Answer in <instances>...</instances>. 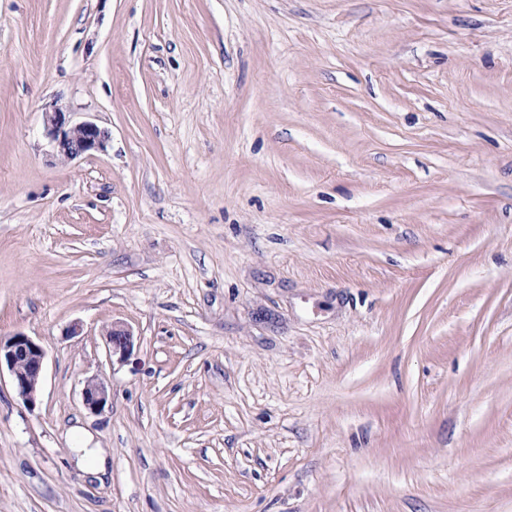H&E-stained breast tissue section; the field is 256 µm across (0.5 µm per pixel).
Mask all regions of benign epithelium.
I'll list each match as a JSON object with an SVG mask.
<instances>
[{"label":"benign epithelium","mask_w":512,"mask_h":512,"mask_svg":"<svg viewBox=\"0 0 512 512\" xmlns=\"http://www.w3.org/2000/svg\"><path fill=\"white\" fill-rule=\"evenodd\" d=\"M44 134L51 153L63 161L106 150L109 132L94 121L75 123L70 113L54 108L43 113ZM110 355L124 354L132 345V334L122 324L106 331ZM46 351L31 337L16 333L0 339V371L9 372L17 396L28 406L36 405L43 374ZM83 404L93 414L102 412L111 395L106 381L94 376L86 381L82 391Z\"/></svg>","instance_id":"7a95c632"}]
</instances>
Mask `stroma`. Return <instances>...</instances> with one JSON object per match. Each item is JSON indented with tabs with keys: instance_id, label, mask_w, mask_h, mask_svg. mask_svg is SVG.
<instances>
[{
	"instance_id": "stroma-1",
	"label": "stroma",
	"mask_w": 512,
	"mask_h": 512,
	"mask_svg": "<svg viewBox=\"0 0 512 512\" xmlns=\"http://www.w3.org/2000/svg\"><path fill=\"white\" fill-rule=\"evenodd\" d=\"M17 332L0 512H512V0H0ZM43 126L52 155L63 161L103 152L110 141L109 132L96 122L75 123L60 108L43 113ZM106 336L110 355H124L132 345L133 335L122 324H112V327L106 331ZM45 357L44 347L23 333L0 339V374L6 367L15 393L30 407L38 398ZM82 398L85 408L93 414L102 412L111 403V395L106 381L97 376L86 381Z\"/></svg>"
}]
</instances>
